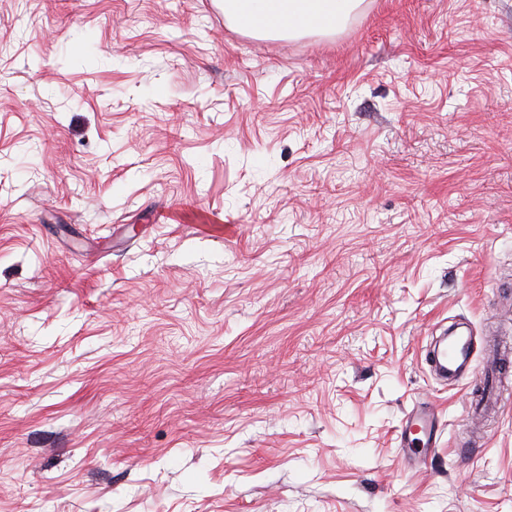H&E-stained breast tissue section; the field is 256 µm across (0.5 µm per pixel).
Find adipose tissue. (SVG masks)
Instances as JSON below:
<instances>
[{
	"mask_svg": "<svg viewBox=\"0 0 512 512\" xmlns=\"http://www.w3.org/2000/svg\"><path fill=\"white\" fill-rule=\"evenodd\" d=\"M362 0H224V13L264 37L333 32Z\"/></svg>",
	"mask_w": 512,
	"mask_h": 512,
	"instance_id": "adipose-tissue-1",
	"label": "adipose tissue"
}]
</instances>
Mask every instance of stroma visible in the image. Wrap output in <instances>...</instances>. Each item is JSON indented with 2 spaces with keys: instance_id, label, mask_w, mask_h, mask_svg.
<instances>
[{
  "instance_id": "stroma-1",
  "label": "stroma",
  "mask_w": 512,
  "mask_h": 512,
  "mask_svg": "<svg viewBox=\"0 0 512 512\" xmlns=\"http://www.w3.org/2000/svg\"><path fill=\"white\" fill-rule=\"evenodd\" d=\"M493 349L512 0L275 39L221 0H0V512H512ZM445 343L433 353L435 372L443 379L465 373L473 359V343L469 335L443 338ZM447 341V342H446Z\"/></svg>"
}]
</instances>
